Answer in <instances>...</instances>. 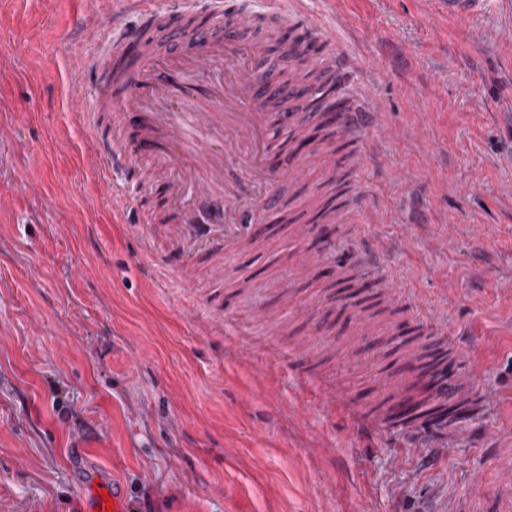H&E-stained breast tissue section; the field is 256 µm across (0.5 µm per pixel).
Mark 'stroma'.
I'll list each match as a JSON object with an SVG mask.
<instances>
[{"label":"stroma","instance_id":"obj_1","mask_svg":"<svg viewBox=\"0 0 512 512\" xmlns=\"http://www.w3.org/2000/svg\"><path fill=\"white\" fill-rule=\"evenodd\" d=\"M350 59L345 88L375 98L397 137L368 129L381 164L359 220L403 288L342 313L324 270L355 258L347 225L309 277L282 224L192 281L143 254L112 219L107 182L136 199V171L101 172L73 91L97 95L82 29L121 0H0V512H69L92 465L132 512H442L496 483L512 448V25L506 0L466 22L424 0H303ZM474 182L481 189L463 192ZM230 300L216 310L217 299ZM423 299L436 333L402 341ZM480 352L463 377L472 414L407 436L355 431L325 383L379 390L444 336Z\"/></svg>","mask_w":512,"mask_h":512}]
</instances>
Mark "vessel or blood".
Returning a JSON list of instances; mask_svg holds the SVG:
<instances>
[{"label":"vessel or blood","instance_id":"1","mask_svg":"<svg viewBox=\"0 0 512 512\" xmlns=\"http://www.w3.org/2000/svg\"><path fill=\"white\" fill-rule=\"evenodd\" d=\"M437 18L469 20L483 0H425ZM113 11L112 28L119 36L112 45L107 77L101 78L93 105L75 99L78 121L92 123L97 111L112 114V136L93 137L92 153L103 171L134 167L141 154L152 157L151 168L140 176L148 187L144 198L129 203L124 190L112 189V210L125 224H151L159 211L172 216L168 227L171 247L166 268L191 277L201 256H209L214 274L222 262L241 254L261 237L272 236L281 207L270 191L280 166L282 145L268 137L273 125L290 127L292 138L304 136L308 116L321 112L316 101L291 94L296 77L280 85L266 80L257 63L265 53L252 39L258 13L210 0L204 22H197L195 0H181L174 12L154 9L152 0H123ZM136 15L128 24L127 15ZM271 18L292 22L301 29L316 27L305 11L279 0ZM325 59L311 51L303 61L317 64L332 82L338 107L334 119L341 142L339 156L309 154L289 171L300 182L306 168H322L336 192L326 200L329 222H345L356 209L353 183L367 157L365 133L379 126L381 114L370 97L353 101L340 80L349 62L336 48L331 33H323ZM324 400L342 404L356 428H373L370 404L351 400L325 387ZM499 494L474 492L453 512H512V469L501 471Z\"/></svg>","mask_w":512,"mask_h":512}]
</instances>
